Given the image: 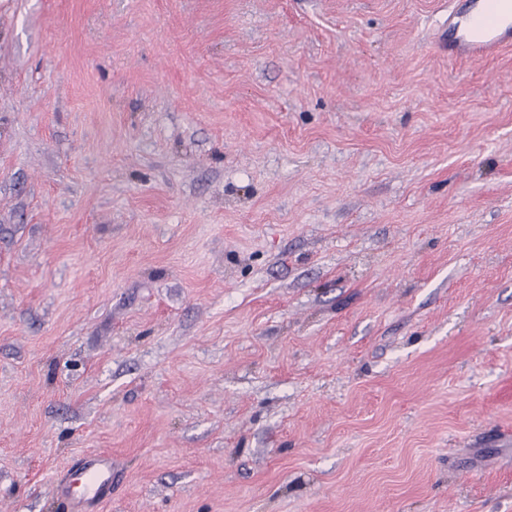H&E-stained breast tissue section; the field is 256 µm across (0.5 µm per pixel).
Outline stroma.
<instances>
[{"mask_svg":"<svg viewBox=\"0 0 512 512\" xmlns=\"http://www.w3.org/2000/svg\"><path fill=\"white\" fill-rule=\"evenodd\" d=\"M453 0H0V512H512V47ZM463 11L448 12L442 34L448 55L456 59H482L512 46L511 0H465ZM80 483L81 493L73 485ZM56 494L68 512H90L112 497V456L90 451L67 479L57 482Z\"/></svg>","mask_w":512,"mask_h":512,"instance_id":"35a3bbf8","label":"stroma"}]
</instances>
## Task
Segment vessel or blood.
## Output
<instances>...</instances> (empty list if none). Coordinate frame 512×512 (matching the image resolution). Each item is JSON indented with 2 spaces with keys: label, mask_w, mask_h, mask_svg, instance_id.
Returning <instances> with one entry per match:
<instances>
[{
  "label": "vessel or blood",
  "mask_w": 512,
  "mask_h": 512,
  "mask_svg": "<svg viewBox=\"0 0 512 512\" xmlns=\"http://www.w3.org/2000/svg\"><path fill=\"white\" fill-rule=\"evenodd\" d=\"M464 10H450L442 35L449 56L482 59L512 46V0H465ZM56 494L66 512H94L112 496V456L92 451L68 478L58 481Z\"/></svg>",
  "instance_id": "vessel-or-blood-1"
}]
</instances>
